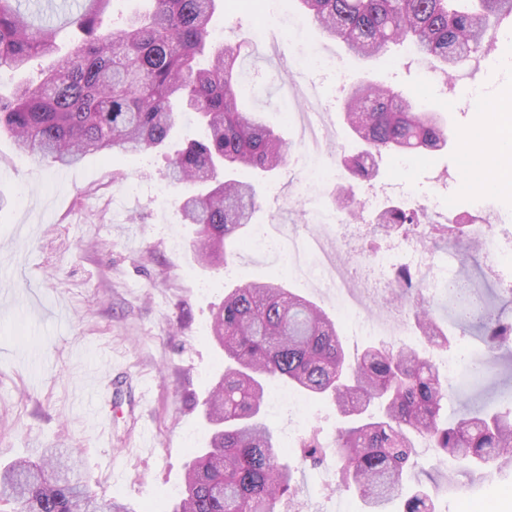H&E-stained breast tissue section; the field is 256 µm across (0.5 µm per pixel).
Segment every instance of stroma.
I'll return each instance as SVG.
<instances>
[{"instance_id": "1", "label": "stroma", "mask_w": 512, "mask_h": 512, "mask_svg": "<svg viewBox=\"0 0 512 512\" xmlns=\"http://www.w3.org/2000/svg\"><path fill=\"white\" fill-rule=\"evenodd\" d=\"M215 30L224 44L245 53L246 106L264 105L267 123L290 146L288 163L272 173L243 172L258 189L254 223L296 253L277 255L238 246L226 267L208 270L194 260L196 227L184 223L168 178L170 153L88 156L59 171L21 155L0 134V463L40 460L45 449L75 448L80 477L106 499L135 512H167L193 449L207 431L203 402L224 370L211 332L224 297L247 281L287 285L319 306L336 324L348 354L367 343L420 346L413 322L362 292L352 270L371 261V235L358 206L379 189L390 200L400 191L417 199L434 194V215L468 214L492 225L500 249L512 248V190L469 188L456 142L439 150L394 151L376 160L368 182L352 180L344 166L359 151L343 104L350 83L380 81L418 108L449 116L452 129L491 142L512 104V39L493 42L470 78L484 90L450 88L443 74L427 78L409 48L364 63L325 39L295 0L250 6L223 0ZM332 167L321 184H307L308 166ZM135 193L121 197L124 186ZM279 195H270V186ZM331 235L340 272L357 293L347 313L335 289L308 278L313 239ZM456 276L476 275L487 254L451 242L428 246ZM450 348L434 354L440 373L458 383L482 356L478 338L462 334L453 314L438 310ZM382 322L362 332L357 319ZM283 447L296 454L303 431L319 429L332 443L339 416L330 398L279 384L268 386L264 406ZM432 453L420 446L411 480L423 481L437 512H465L464 501L491 512H512V463L474 469L453 461L431 473ZM298 512H364L353 492L328 493L334 465L297 473Z\"/></svg>"}]
</instances>
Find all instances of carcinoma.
Masks as SVG:
<instances>
[{"instance_id": "1", "label": "carcinoma", "mask_w": 512, "mask_h": 512, "mask_svg": "<svg viewBox=\"0 0 512 512\" xmlns=\"http://www.w3.org/2000/svg\"><path fill=\"white\" fill-rule=\"evenodd\" d=\"M119 0H83L65 23L75 30L72 50L57 55L61 24L32 0H0V71L28 69L52 57L40 79L18 81L0 94V133L18 151L40 161L72 166L97 154L135 155L174 149L172 181L184 186L178 208L198 226V263L227 264L232 245L258 207L244 169L273 171L286 164L289 146L264 113L241 105L236 85L239 52L211 45L210 28L220 0H148L144 12L103 26ZM329 39L363 59H380L393 45L412 44L418 59L445 74L476 66L505 19L512 0H301ZM347 122L363 150L345 161L352 178L369 180L376 156L387 150H435L448 143L436 112H422L402 94L370 80L354 83L346 97ZM196 115L201 139L174 142L185 112ZM377 226L411 231L432 240L448 235L489 239L461 217L448 226L424 209L388 204ZM389 296L405 301L420 336L448 348L434 304L413 300L420 279L400 268ZM508 296L487 277L456 280L442 291L460 328L481 337L486 356L455 386L441 378L433 360L404 344L371 345L347 358L335 323L307 298L273 283H244L224 298L214 336L224 354V373L204 402L206 447L193 451L183 496L172 512H277L298 496L295 473L338 459L334 491L353 489L370 512L404 500L402 512H436L419 486L404 492L416 455L414 436L429 441L437 461H466L478 468L512 459V408L492 412L483 391L512 404V289ZM285 381L309 395L330 398L343 422L336 448L310 431L301 454L288 459L262 406L268 383ZM464 411L444 415L451 394ZM60 454L38 462L19 460L0 470V506L10 512H131L100 501L80 478L58 474Z\"/></svg>"}]
</instances>
